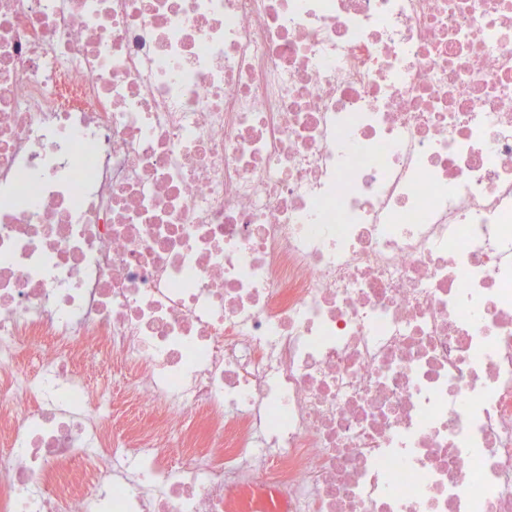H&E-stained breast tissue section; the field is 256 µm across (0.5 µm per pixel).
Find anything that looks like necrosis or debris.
Wrapping results in <instances>:
<instances>
[{
	"label": "necrosis or debris",
	"mask_w": 512,
	"mask_h": 512,
	"mask_svg": "<svg viewBox=\"0 0 512 512\" xmlns=\"http://www.w3.org/2000/svg\"><path fill=\"white\" fill-rule=\"evenodd\" d=\"M0 512H512V0H0Z\"/></svg>",
	"instance_id": "obj_1"
}]
</instances>
